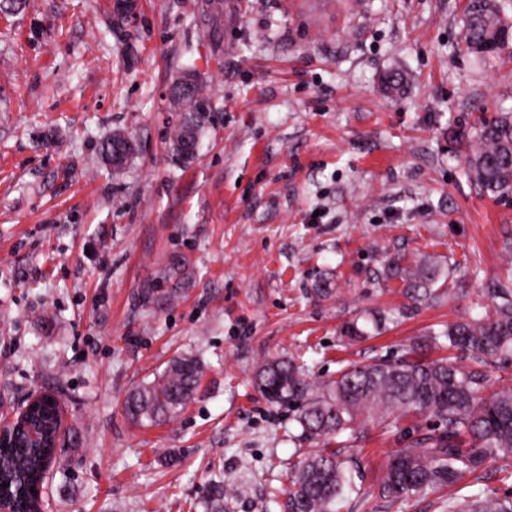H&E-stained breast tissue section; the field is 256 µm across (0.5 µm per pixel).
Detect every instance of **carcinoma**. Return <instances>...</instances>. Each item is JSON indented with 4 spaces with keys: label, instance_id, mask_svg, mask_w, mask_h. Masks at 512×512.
<instances>
[{
    "label": "carcinoma",
    "instance_id": "obj_1",
    "mask_svg": "<svg viewBox=\"0 0 512 512\" xmlns=\"http://www.w3.org/2000/svg\"><path fill=\"white\" fill-rule=\"evenodd\" d=\"M503 0H464L463 39L459 50L493 59L512 50V18ZM206 112L205 86L195 88L193 109L183 113L170 134V152L188 162L192 150L179 145L199 138ZM466 144V175L493 198L512 196V112L481 117L475 126L451 132ZM407 282L408 294L423 304L439 298L434 285L437 267L422 262L409 269L393 266ZM448 347L469 353L459 366L448 359L414 356L396 362L349 364L336 371V379L316 381L294 360L266 363L259 386L272 403L296 407V421L305 440H331L370 422L389 432L399 429L408 416H424L435 427L421 433L406 448L388 455L385 475L377 487L381 499L406 502L455 486L442 502L443 512H512V497L460 495L458 491L492 468L501 480L512 479V386L493 387L494 359L512 355V288L495 292L492 311L479 319L454 321L440 334ZM201 378L199 362L177 356L154 379L127 395L124 408L141 426L166 423L176 417L193 395ZM51 452L47 443L27 440L22 448L0 453V484L15 512H31L43 464ZM354 489L352 465L342 449H323L306 456L289 475L286 512H336V503Z\"/></svg>",
    "mask_w": 512,
    "mask_h": 512
}]
</instances>
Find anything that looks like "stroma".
Masks as SVG:
<instances>
[{
    "label": "stroma",
    "instance_id": "obj_1",
    "mask_svg": "<svg viewBox=\"0 0 512 512\" xmlns=\"http://www.w3.org/2000/svg\"><path fill=\"white\" fill-rule=\"evenodd\" d=\"M26 0L0 15V420L32 393L67 432L41 496L49 512H284L293 465L318 447L266 400L261 365L298 356L313 378L396 359L476 319L512 288V200L482 195L448 131L512 110V61L457 53L461 0ZM209 111L197 158L168 150L166 94L185 69ZM393 69L407 84L390 94ZM137 151L98 157L113 132ZM443 271L422 305L389 266ZM327 281L333 296L311 290ZM385 330L345 337L348 323ZM198 359L193 399L142 427L129 391L173 356ZM403 433L360 428V476L339 512L398 507L376 488Z\"/></svg>",
    "mask_w": 512,
    "mask_h": 512
}]
</instances>
